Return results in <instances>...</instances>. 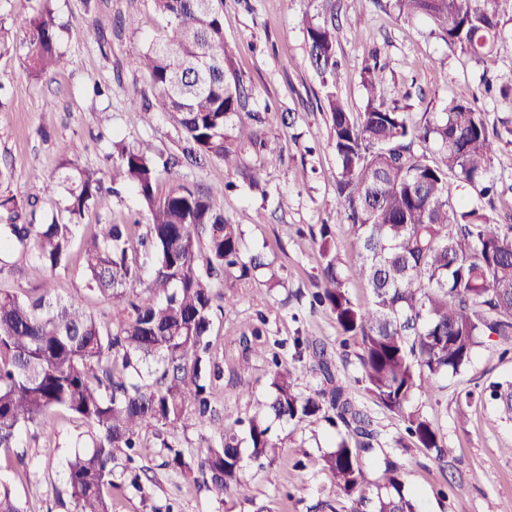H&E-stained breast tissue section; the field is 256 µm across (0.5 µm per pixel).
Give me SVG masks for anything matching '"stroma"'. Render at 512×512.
Wrapping results in <instances>:
<instances>
[{
  "label": "stroma",
  "mask_w": 512,
  "mask_h": 512,
  "mask_svg": "<svg viewBox=\"0 0 512 512\" xmlns=\"http://www.w3.org/2000/svg\"><path fill=\"white\" fill-rule=\"evenodd\" d=\"M38 5L39 0H0V26L16 38L13 55L0 59V170L9 174L0 182V195L37 196L36 222L53 217L62 223L69 218L65 187L58 184L49 193L37 192L58 172L60 142L69 143L70 158L79 167L104 172L119 146L153 158L176 151L181 133L164 113L146 118L128 107L130 97L151 91L148 79L130 64L128 51L149 43L166 26L152 0H98L92 10L83 0H55L60 49L67 64L31 80L25 70L28 48L21 20ZM319 5L320 0H222L224 39L253 90L254 110L267 114L266 137L283 148L282 158L275 161L252 150L245 154V163L258 173V186H250L235 168L216 159L182 168L175 177L160 175L157 184L162 195L178 183L224 186L219 204L225 217L240 225L245 255L263 263L250 281L230 288L235 302L216 317L212 332L224 368L214 404L241 418L252 414L255 402L272 395L267 357L254 355L242 339L251 329H258L259 342L269 354L297 372L304 393L316 390L319 380L298 361L295 337L323 342L344 380L353 381L358 374L334 319L310 303L318 269L310 226L333 224L353 300L363 306L372 301L370 289L353 275L357 257L349 227L336 213L339 163L330 144L329 116L321 106L324 91L306 52L303 16L315 13ZM128 13L137 19L135 28L110 37L101 47L82 40V32L91 25L108 30L116 15ZM336 57L341 64L336 93L354 113L364 109L361 72L374 60L382 68L387 102L406 109L413 120L426 112L446 111L451 100L476 98L503 133L493 176L504 190L497 209L502 218L512 217V103L482 93L487 78L512 85V56H492L479 64L450 52L426 19L399 15L390 0H336ZM96 81L108 83L107 95H93ZM144 213L135 190L105 193L81 219L77 233L89 234L97 224H130ZM268 263L281 278L272 288L266 284ZM45 282L62 296L82 297L94 315L110 317L111 306L88 290L79 256H72L67 268ZM45 282L0 274V288L30 290ZM244 362L249 373L241 380L236 371ZM505 380H512V345L492 336L465 368L440 380L434 398L419 397V405L454 450L453 457L443 461L424 449L404 447L401 419L379 407L364 390H356L357 403L381 434L382 451L403 462L406 484L421 512H503L512 502V422L493 402L464 398L466 391ZM53 421L57 436L52 442L33 440L31 432H23L27 468L0 467V481L26 512H67L57 503L55 491L63 486L65 460L74 441L87 426L63 411L55 412ZM272 432L282 444L273 464L260 469L250 460L242 462L247 497L216 503L180 474L162 467L158 449L146 448L141 460L145 491L115 492L114 512H144L148 507L157 512H257L263 505L272 512H322V503L331 499V477L301 469L297 462L331 451L337 429L319 420L299 426L277 422Z\"/></svg>",
  "instance_id": "obj_1"
}]
</instances>
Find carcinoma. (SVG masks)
<instances>
[{
    "label": "carcinoma",
    "mask_w": 512,
    "mask_h": 512,
    "mask_svg": "<svg viewBox=\"0 0 512 512\" xmlns=\"http://www.w3.org/2000/svg\"><path fill=\"white\" fill-rule=\"evenodd\" d=\"M326 2L330 16L305 17L306 49L325 91L339 162L337 205L358 257L354 275L370 288L372 303L352 301L333 225L321 224L311 232L320 257L311 304L334 317L344 347H356L360 376L354 382L402 418L415 447L443 461L452 449L415 398L432 395L439 378L467 366L484 337H512V222L498 219L492 176L501 136L470 99H454L448 111L430 112L414 126L409 113L384 101L376 62L362 72L364 110L346 111L336 95V0ZM154 6L168 31L131 50L152 97H134L130 105L167 114L182 134L181 155L155 160L123 149L102 175L62 159L68 224H32L14 196L0 195V245L29 252L28 274L36 277L67 267L77 223L103 191L133 187L147 215L141 236L134 224H99L82 243L88 290L112 304L109 321L88 312L81 298L54 296L48 287L37 294L0 289V455L23 461L21 431L37 428L50 438L49 415L64 410L90 427L65 463L69 512H112V493L123 488L115 481L121 457L129 486L144 493L135 466L139 448L160 449L162 466L222 504L227 496L247 495L241 447L260 469L275 459L280 444L271 420L301 425L322 418L338 429L339 440L301 467L328 472L332 495L349 501V512H417L401 465L385 457L378 480L370 479L367 459L379 432L318 340L298 336L294 345L298 354H309L320 388L299 391L298 378L272 355V399L256 402L247 419H235L246 424L245 437L225 427L212 405L213 381L222 370L210 332L216 311L232 305L224 281L246 280L263 263L244 257L240 225L217 204L224 188L179 183L159 196V169L171 173L205 159L233 163L247 145L280 157L282 146L258 132L264 119L251 108L252 89L224 42L218 0H154ZM393 8L429 19L448 50L478 62L512 54V41L500 30L512 0H393ZM23 25L31 78L66 65L49 0ZM231 118L253 128L249 144L225 133ZM430 143L437 162L428 157ZM455 181L471 196H458ZM143 250L154 255L155 276L139 289ZM485 391L512 421V381L492 382ZM190 426L214 433L200 456L188 455L169 436ZM0 512H25L2 483Z\"/></svg>",
    "instance_id": "cac0c4a2"
}]
</instances>
